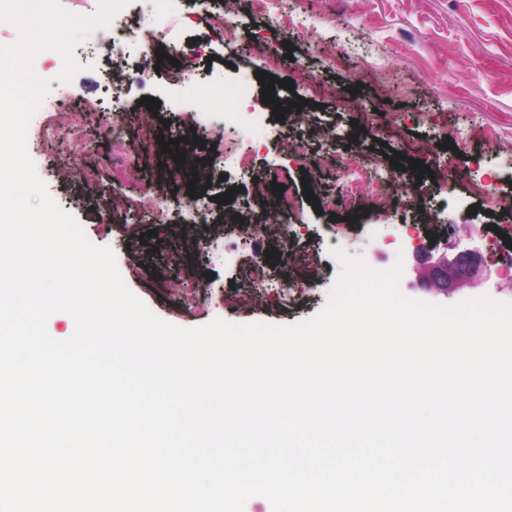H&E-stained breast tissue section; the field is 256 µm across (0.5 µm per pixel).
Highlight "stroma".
Wrapping results in <instances>:
<instances>
[{
  "instance_id": "1",
  "label": "stroma",
  "mask_w": 512,
  "mask_h": 512,
  "mask_svg": "<svg viewBox=\"0 0 512 512\" xmlns=\"http://www.w3.org/2000/svg\"><path fill=\"white\" fill-rule=\"evenodd\" d=\"M209 13L237 27L250 53L206 25ZM132 15L133 37L151 38L157 48L177 43L176 62L133 54L116 103L108 31L76 47L85 69L69 84L58 81L61 55L41 52L34 69L50 82L47 100L67 107L79 135L45 142L42 129L52 116L40 110L27 151L57 205L76 217L91 243L114 250L125 284L154 314L185 328L216 318L305 321L328 302L341 270L331 254L336 247L376 270L402 261L400 290L412 299L454 305L486 295L512 303V274L497 260L512 239V214L477 191L491 181L502 199L512 198V0H271L262 14L252 0H238L231 13L224 0L167 11L160 0H135ZM176 65L185 74L179 86L168 79ZM261 71L293 82V90L277 88V99L302 97L306 106L275 121L272 104L261 101ZM239 77L250 94L225 109L266 113L262 138L233 120L219 132L210 127L211 86ZM145 97L158 99V112L142 105ZM89 106L100 109L90 128L83 117ZM191 134L203 143L187 145L185 162H204L209 179L196 206L186 186L167 182L174 161L160 145ZM446 141L454 146V179L404 169L395 186L382 189L381 208L369 183L352 197L339 193L352 168L386 167L398 153L429 166ZM317 154L332 162L311 179L309 201L301 177L306 156ZM270 174L285 187L289 210L274 191L255 198V180ZM231 188L233 200L216 203ZM234 214L288 225L289 239L227 235L224 219ZM411 228L451 254L479 243L486 251L480 284L437 288L413 256ZM310 254L318 258L317 278H296L293 259ZM254 266L268 270L266 281L248 280ZM290 276L296 282L285 302L280 284Z\"/></svg>"
}]
</instances>
